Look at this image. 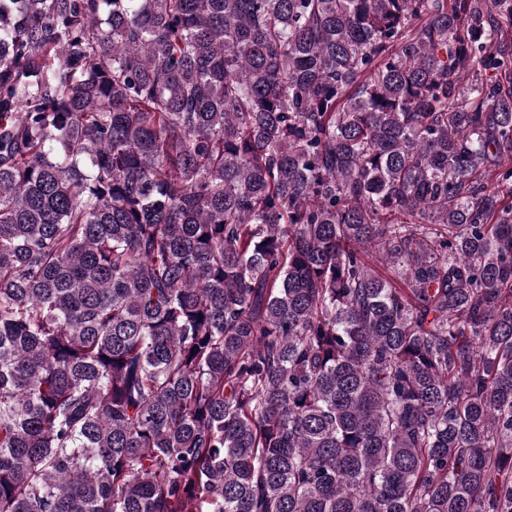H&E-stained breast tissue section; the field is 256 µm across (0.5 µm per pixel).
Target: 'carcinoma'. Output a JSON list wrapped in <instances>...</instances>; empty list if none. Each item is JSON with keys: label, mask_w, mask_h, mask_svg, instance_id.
Wrapping results in <instances>:
<instances>
[{"label": "carcinoma", "mask_w": 512, "mask_h": 512, "mask_svg": "<svg viewBox=\"0 0 512 512\" xmlns=\"http://www.w3.org/2000/svg\"><path fill=\"white\" fill-rule=\"evenodd\" d=\"M512 0H0V512H512Z\"/></svg>", "instance_id": "obj_1"}]
</instances>
